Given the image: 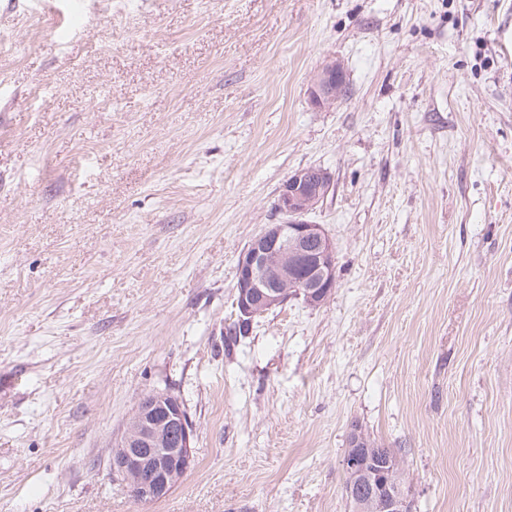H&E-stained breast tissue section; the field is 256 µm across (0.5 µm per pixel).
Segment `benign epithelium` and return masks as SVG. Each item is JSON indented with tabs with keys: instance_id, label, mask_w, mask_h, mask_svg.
<instances>
[{
	"instance_id": "1",
	"label": "benign epithelium",
	"mask_w": 512,
	"mask_h": 512,
	"mask_svg": "<svg viewBox=\"0 0 512 512\" xmlns=\"http://www.w3.org/2000/svg\"><path fill=\"white\" fill-rule=\"evenodd\" d=\"M346 84L343 65L332 60L314 78L311 103L329 107ZM331 174L305 167L282 183L276 210L277 224H268L241 252L236 269V305L239 321L249 323L283 305L292 297L317 307L336 288L335 246L320 224L306 216L327 197ZM303 265L309 274L299 279L295 269ZM193 428L180 401L154 391L139 401L112 449L111 468L141 502L165 499L193 466ZM341 460L348 477L347 495L360 501L372 499L378 512H411L403 486L380 480L392 472L395 459L374 462L358 448L359 431Z\"/></svg>"
}]
</instances>
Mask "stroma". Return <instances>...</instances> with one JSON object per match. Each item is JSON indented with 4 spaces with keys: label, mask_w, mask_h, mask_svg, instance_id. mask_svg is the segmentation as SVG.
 Listing matches in <instances>:
<instances>
[{
    "label": "stroma",
    "mask_w": 512,
    "mask_h": 512,
    "mask_svg": "<svg viewBox=\"0 0 512 512\" xmlns=\"http://www.w3.org/2000/svg\"><path fill=\"white\" fill-rule=\"evenodd\" d=\"M310 166L335 291L227 340ZM155 390L195 465L148 504ZM355 425L411 512H512V0H0V512H353ZM346 84L343 65L336 60L328 62L314 78L310 100L316 107H329L341 96ZM193 437L180 401L154 391L139 401L113 446L112 472L139 501H161L193 466Z\"/></svg>",
    "instance_id": "35a3bbf8"
}]
</instances>
